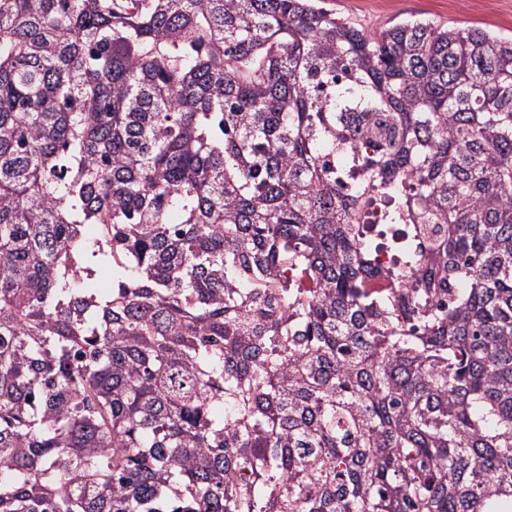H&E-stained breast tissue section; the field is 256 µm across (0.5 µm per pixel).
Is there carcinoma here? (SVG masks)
Returning <instances> with one entry per match:
<instances>
[{
	"label": "carcinoma",
	"instance_id": "cac0c4a2",
	"mask_svg": "<svg viewBox=\"0 0 512 512\" xmlns=\"http://www.w3.org/2000/svg\"><path fill=\"white\" fill-rule=\"evenodd\" d=\"M0 512H512V37L0 0Z\"/></svg>",
	"mask_w": 512,
	"mask_h": 512
}]
</instances>
